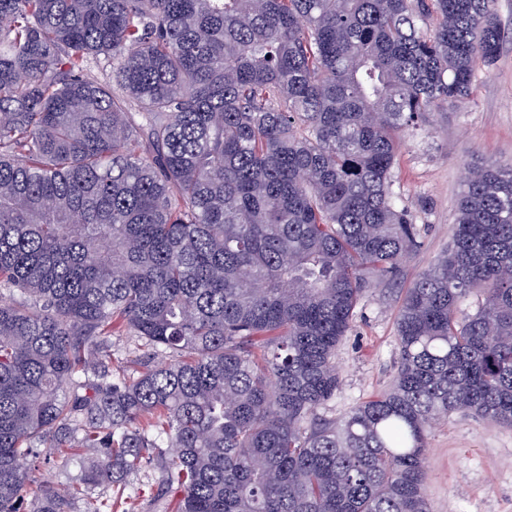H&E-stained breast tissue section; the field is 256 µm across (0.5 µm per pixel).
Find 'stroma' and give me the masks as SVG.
I'll use <instances>...</instances> for the list:
<instances>
[{
    "instance_id": "stroma-1",
    "label": "stroma",
    "mask_w": 512,
    "mask_h": 512,
    "mask_svg": "<svg viewBox=\"0 0 512 512\" xmlns=\"http://www.w3.org/2000/svg\"><path fill=\"white\" fill-rule=\"evenodd\" d=\"M507 38L491 68H478L471 97L441 107L432 124L403 134L394 189L421 245L394 278H370L352 327L336 348L339 386L320 412L338 417L387 390L398 370L397 313L405 290L452 241L466 171L512 161V0H497ZM431 512H512V428L454 414L434 426L426 458ZM159 468L131 476L134 512H171Z\"/></svg>"
}]
</instances>
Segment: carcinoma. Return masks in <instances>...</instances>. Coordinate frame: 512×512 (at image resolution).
<instances>
[{
  "instance_id": "carcinoma-1",
  "label": "carcinoma",
  "mask_w": 512,
  "mask_h": 512,
  "mask_svg": "<svg viewBox=\"0 0 512 512\" xmlns=\"http://www.w3.org/2000/svg\"><path fill=\"white\" fill-rule=\"evenodd\" d=\"M495 4L0 0V512H112L156 461L173 512H429L432 427L512 426V163L469 169L392 385L316 409L420 246L400 136L494 64Z\"/></svg>"
}]
</instances>
